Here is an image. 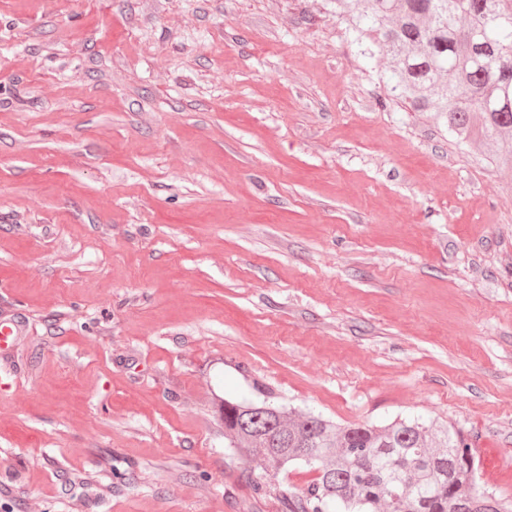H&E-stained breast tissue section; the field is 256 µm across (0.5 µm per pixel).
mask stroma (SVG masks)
Instances as JSON below:
<instances>
[{
	"instance_id": "stroma-1",
	"label": "stroma",
	"mask_w": 512,
	"mask_h": 512,
	"mask_svg": "<svg viewBox=\"0 0 512 512\" xmlns=\"http://www.w3.org/2000/svg\"><path fill=\"white\" fill-rule=\"evenodd\" d=\"M387 67L326 0H0V512H285L212 406L268 391L512 500V171Z\"/></svg>"
}]
</instances>
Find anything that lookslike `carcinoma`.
<instances>
[{"label":"carcinoma","mask_w":512,"mask_h":512,"mask_svg":"<svg viewBox=\"0 0 512 512\" xmlns=\"http://www.w3.org/2000/svg\"><path fill=\"white\" fill-rule=\"evenodd\" d=\"M336 18L362 54L390 58L387 97L512 169V0H336ZM214 408L228 447L267 473L318 472L285 499L288 512H512L476 491L475 449L458 430L402 418L342 427L267 400L220 397Z\"/></svg>","instance_id":"cac0c4a2"}]
</instances>
